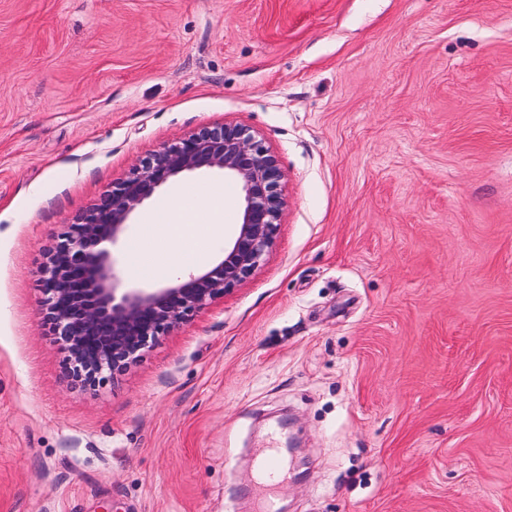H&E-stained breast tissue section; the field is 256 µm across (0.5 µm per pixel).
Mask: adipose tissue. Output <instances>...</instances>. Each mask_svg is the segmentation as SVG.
<instances>
[{
	"instance_id": "1",
	"label": "adipose tissue",
	"mask_w": 512,
	"mask_h": 512,
	"mask_svg": "<svg viewBox=\"0 0 512 512\" xmlns=\"http://www.w3.org/2000/svg\"><path fill=\"white\" fill-rule=\"evenodd\" d=\"M224 209L223 188L206 195L178 190L172 200L160 204L158 215L143 225L140 239L131 247L132 266L148 263L155 246L162 243L179 248L173 266L201 260L208 253V243L224 234Z\"/></svg>"
}]
</instances>
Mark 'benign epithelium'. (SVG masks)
I'll use <instances>...</instances> for the list:
<instances>
[{"instance_id": "1", "label": "benign epithelium", "mask_w": 512, "mask_h": 512, "mask_svg": "<svg viewBox=\"0 0 512 512\" xmlns=\"http://www.w3.org/2000/svg\"><path fill=\"white\" fill-rule=\"evenodd\" d=\"M222 170L239 189V222L224 257L159 288L126 287L114 252L132 214L187 172ZM276 157L239 124L205 126L143 159L88 212L66 226L46 254V319L84 388L124 373L189 316L250 276L274 244L285 206Z\"/></svg>"}]
</instances>
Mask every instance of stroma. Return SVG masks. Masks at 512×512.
<instances>
[{
	"label": "stroma",
	"mask_w": 512,
	"mask_h": 512,
	"mask_svg": "<svg viewBox=\"0 0 512 512\" xmlns=\"http://www.w3.org/2000/svg\"><path fill=\"white\" fill-rule=\"evenodd\" d=\"M249 127L274 246L75 386L40 266L136 162ZM237 186L195 171L177 190ZM512 512V0H0V512ZM285 478V468L278 448H263L256 458L254 483L265 489L257 512H278L274 489Z\"/></svg>",
	"instance_id": "stroma-1"
}]
</instances>
